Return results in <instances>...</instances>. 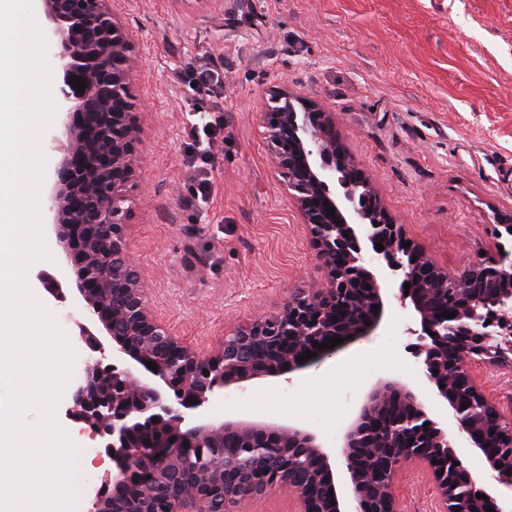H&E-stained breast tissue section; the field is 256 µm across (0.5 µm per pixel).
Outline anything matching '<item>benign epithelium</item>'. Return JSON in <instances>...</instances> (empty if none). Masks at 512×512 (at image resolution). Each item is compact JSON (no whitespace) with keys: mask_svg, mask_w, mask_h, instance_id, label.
<instances>
[{"mask_svg":"<svg viewBox=\"0 0 512 512\" xmlns=\"http://www.w3.org/2000/svg\"><path fill=\"white\" fill-rule=\"evenodd\" d=\"M41 2L55 46L57 105L67 137L49 192L50 220L64 260L75 273V287L46 270L38 277L57 302L64 304L74 295L83 303L86 321L76 322L77 339L89 352H104L103 332L115 343L113 354L141 373L136 380L130 368L108 364L72 393L69 419L114 452L113 468L100 478L91 512H112L120 495L142 501L139 512H151L146 504L153 496L171 499L170 512H233L240 502L275 489L295 494L300 512H398L393 485L407 463L423 465L444 499L456 475L473 479L456 448L457 438H448L450 427L491 471V481L472 497L454 501L451 512H485L487 505L504 512L502 495L512 493V425L503 423L498 406L473 378L471 364L496 337L501 346L484 362L512 366V315L503 313L512 310L509 251L499 250L498 243L496 253L451 271L421 249L402 246V227L372 185H367L368 207L359 206L345 185L352 178H368L336 135L328 108L309 101L299 112L288 92H277L265 112L268 136L288 192L310 226L311 245L327 284L291 295L276 317L258 320L225 339L217 355L197 357L148 317L124 248V203L136 180L140 132L138 105L130 93V37L114 20L110 0ZM75 76L86 85L82 93L71 85ZM102 137L112 143V153L97 157L94 148ZM335 183L343 186V195L333 194ZM378 243L384 250H377ZM409 256L416 261L407 260ZM395 275L396 297L418 317L419 328L410 334L417 336L415 354L424 356L421 383L446 402L448 422L430 418L419 393L398 380L371 388L336 455L313 432L290 424L210 422L203 408L225 386L306 367L336 351L318 349L331 338L346 342L375 330L383 315L382 291ZM461 275L482 291L460 293L455 317L445 323L436 303ZM306 351L316 358L298 363ZM149 361L157 370L147 366ZM132 381L138 386L134 393L129 390ZM393 399L402 412L380 416ZM465 405L479 406L481 417L472 416ZM483 418L498 425L492 439L481 428ZM233 442L248 449L246 462L237 460ZM197 446L224 456V468L205 477L192 473L185 456ZM295 451L317 463L309 484L294 479ZM447 454L457 462L451 473L444 463ZM338 455L347 474L342 490L333 470ZM273 456L278 457L277 474L270 480L265 463ZM373 463L381 467L377 485L364 477ZM186 481L195 483L190 497L176 493ZM479 493L484 498H477Z\"/></svg>","mask_w":512,"mask_h":512,"instance_id":"1","label":"benign epithelium"}]
</instances>
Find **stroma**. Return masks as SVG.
Instances as JSON below:
<instances>
[{"mask_svg":"<svg viewBox=\"0 0 512 512\" xmlns=\"http://www.w3.org/2000/svg\"><path fill=\"white\" fill-rule=\"evenodd\" d=\"M133 42L139 112L137 186L125 235L151 316L200 357L325 286L307 224L274 164L264 112L272 89L333 112L336 132L406 237L454 269L495 250L512 214V0H112ZM224 69V131L212 146V192L194 200L192 113L184 74ZM411 307L387 295L370 335L306 368L224 389L217 422L291 424L340 446L373 384L414 382ZM512 420V369L476 363ZM55 420L76 448L74 512H89L99 442ZM399 512H444L413 465L395 486Z\"/></svg>","mask_w":512,"mask_h":512,"instance_id":"stroma-1","label":"stroma"}]
</instances>
